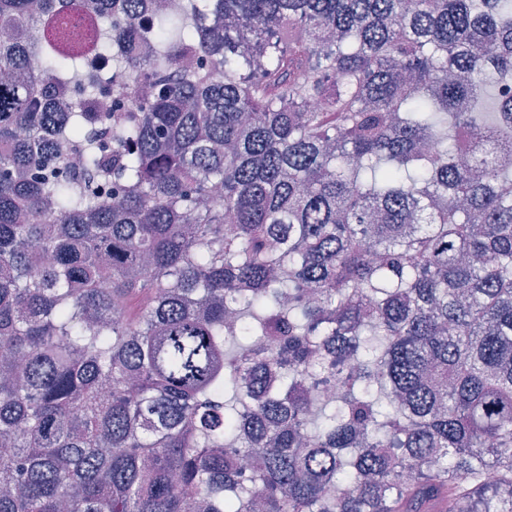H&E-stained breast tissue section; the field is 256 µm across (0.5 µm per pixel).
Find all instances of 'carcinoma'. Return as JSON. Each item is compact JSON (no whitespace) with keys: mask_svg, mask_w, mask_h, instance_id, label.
Wrapping results in <instances>:
<instances>
[{"mask_svg":"<svg viewBox=\"0 0 512 512\" xmlns=\"http://www.w3.org/2000/svg\"><path fill=\"white\" fill-rule=\"evenodd\" d=\"M1 31L0 512H512V0Z\"/></svg>","mask_w":512,"mask_h":512,"instance_id":"obj_1","label":"carcinoma"}]
</instances>
